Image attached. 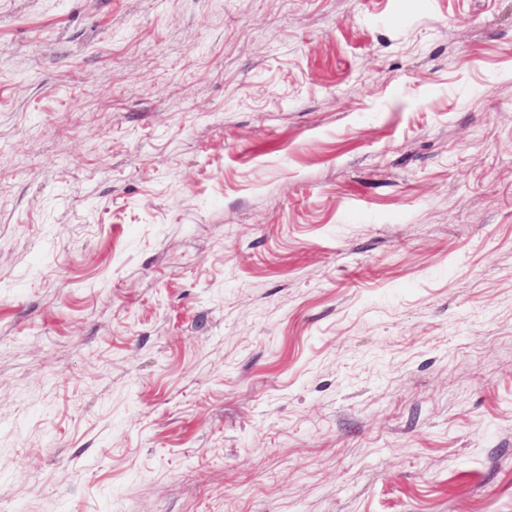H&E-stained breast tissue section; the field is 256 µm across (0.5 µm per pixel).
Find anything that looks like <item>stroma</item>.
I'll use <instances>...</instances> for the list:
<instances>
[{
    "instance_id": "1",
    "label": "stroma",
    "mask_w": 512,
    "mask_h": 512,
    "mask_svg": "<svg viewBox=\"0 0 512 512\" xmlns=\"http://www.w3.org/2000/svg\"><path fill=\"white\" fill-rule=\"evenodd\" d=\"M0 512H512V0H0Z\"/></svg>"
}]
</instances>
